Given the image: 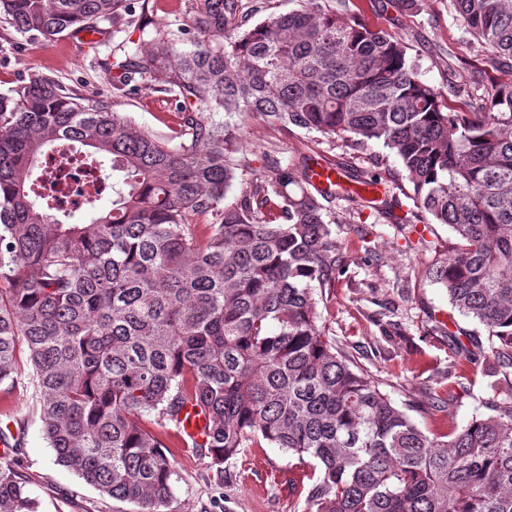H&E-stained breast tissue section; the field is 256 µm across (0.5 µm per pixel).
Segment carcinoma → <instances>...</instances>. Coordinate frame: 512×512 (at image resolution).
<instances>
[{
    "label": "carcinoma",
    "mask_w": 512,
    "mask_h": 512,
    "mask_svg": "<svg viewBox=\"0 0 512 512\" xmlns=\"http://www.w3.org/2000/svg\"><path fill=\"white\" fill-rule=\"evenodd\" d=\"M348 0H298L243 27L240 0H192L191 28L149 17V0H0V15L41 42L112 21L152 27L156 53L116 45L112 100L34 77L0 94V386L27 353L42 431L55 462L103 496L166 512L179 482L149 417L180 434L188 402L208 418L184 447L224 463L265 441L312 470L306 512H512V396L466 425L424 433L318 324L315 289L344 272L324 202L362 170L276 165L224 205L239 142L205 112L377 142L399 160L423 229L458 243L428 269L462 314L486 327L489 357L512 367V0H451L497 89L453 112L423 82L407 46L342 18ZM188 42L190 48L179 45ZM180 103L171 146L115 109L127 88ZM66 149L112 189L90 223L40 192L47 148ZM122 173L109 184L105 161ZM352 213L392 214L355 190ZM29 481L0 461V512H38Z\"/></svg>",
    "instance_id": "1"
}]
</instances>
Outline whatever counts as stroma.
Here are the masks:
<instances>
[{
    "label": "stroma",
    "mask_w": 512,
    "mask_h": 512,
    "mask_svg": "<svg viewBox=\"0 0 512 512\" xmlns=\"http://www.w3.org/2000/svg\"><path fill=\"white\" fill-rule=\"evenodd\" d=\"M344 17L386 29L407 43L420 79L453 111H468L471 99L494 94L490 79L470 81L473 38L451 0H425L416 13L401 10L396 0H349ZM112 50L108 20L99 23L94 40L66 35L49 43L22 37L1 21L0 93L40 76L58 80L77 93L111 97ZM119 109L135 126L157 137L169 138L175 128L178 105L166 94L130 91L121 98ZM208 120L248 146L249 165L238 170L224 199L228 205L274 162L334 163L372 171L386 184L401 179L398 159L378 143L353 150L339 137L283 129L235 113L213 112ZM329 207L336 217V235L344 244L345 271L318 304L326 335L373 374L380 390L426 434L442 432L450 419L462 426L472 417L488 415L495 370L484 357L490 349L488 332L454 309L446 290L423 275L438 254L454 246L452 229L437 224L420 236L379 216L356 223L341 199L331 201ZM435 393L446 396V404L435 406L431 401ZM0 421L10 422L21 444L13 462L29 477L39 512H138L136 504L102 497L55 464L27 376H19L13 390L0 392ZM164 441L180 475L174 512H305L307 468L296 456L264 442L253 444L225 462L224 477L218 480L207 458L181 447L173 435H165Z\"/></svg>",
    "instance_id": "obj_1"
}]
</instances>
